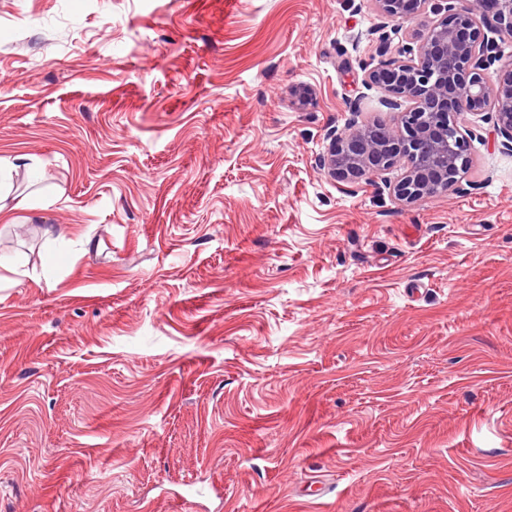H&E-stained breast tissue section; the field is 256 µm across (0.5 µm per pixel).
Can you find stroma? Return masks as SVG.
Returning <instances> with one entry per match:
<instances>
[{"instance_id": "1", "label": "stroma", "mask_w": 512, "mask_h": 512, "mask_svg": "<svg viewBox=\"0 0 512 512\" xmlns=\"http://www.w3.org/2000/svg\"><path fill=\"white\" fill-rule=\"evenodd\" d=\"M444 4L0 0V512H512V152L317 165ZM379 16L382 20L380 24L373 29L372 34L379 33L378 41L380 47L385 50L388 44V35L384 29L390 22H408L417 17V13L422 8L424 10L428 0H373ZM15 168L14 162L8 159L0 158V223L1 224H16L21 217L17 213L18 211H25L31 209L32 206L25 200L20 199L14 205L8 206L2 202L1 190L3 187L4 172L6 170H12Z\"/></svg>"}]
</instances>
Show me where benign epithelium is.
I'll list each match as a JSON object with an SVG mask.
<instances>
[{"label": "benign epithelium", "instance_id": "1", "mask_svg": "<svg viewBox=\"0 0 512 512\" xmlns=\"http://www.w3.org/2000/svg\"><path fill=\"white\" fill-rule=\"evenodd\" d=\"M382 22L372 30L386 48L391 22L417 17L429 0H373ZM512 37V0H452L446 16L427 25L423 40L402 49L407 59L369 70L364 82L383 90L389 109L402 114L401 126L364 124L357 105L320 168L338 181L381 184L397 199L412 203L448 191L469 169L471 131L454 124L461 112L486 113L500 145L512 150V65L490 72L500 61L498 40ZM406 167L394 186L384 174Z\"/></svg>", "mask_w": 512, "mask_h": 512}]
</instances>
